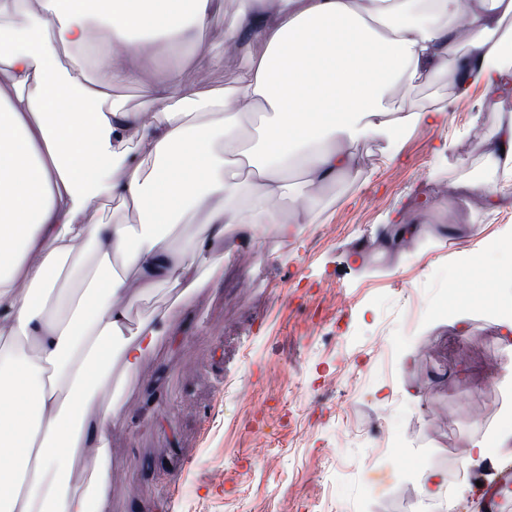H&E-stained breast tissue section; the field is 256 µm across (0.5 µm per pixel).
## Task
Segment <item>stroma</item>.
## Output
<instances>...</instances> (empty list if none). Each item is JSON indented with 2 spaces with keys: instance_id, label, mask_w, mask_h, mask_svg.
Here are the masks:
<instances>
[{
  "instance_id": "35a3bbf8",
  "label": "stroma",
  "mask_w": 512,
  "mask_h": 512,
  "mask_svg": "<svg viewBox=\"0 0 512 512\" xmlns=\"http://www.w3.org/2000/svg\"><path fill=\"white\" fill-rule=\"evenodd\" d=\"M241 7L223 0L184 49L181 85L233 84L243 56L225 52L224 30ZM417 95L451 122L358 143L341 179L278 202L289 223L310 211L296 237L266 225L202 287L134 302L132 322L164 311L183 332L159 337L138 371L112 364L101 398L122 414L107 433L108 512H480L461 486L454 501L414 503L426 473L466 464L473 439L512 423V346L483 288L512 263V179L484 156L497 115L483 89L457 98L440 71ZM478 180L500 209L469 193ZM400 220L420 235L387 242ZM476 226L497 251L478 250Z\"/></svg>"
}]
</instances>
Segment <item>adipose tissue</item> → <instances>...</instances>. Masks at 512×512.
Instances as JSON below:
<instances>
[{
  "label": "adipose tissue",
  "mask_w": 512,
  "mask_h": 512,
  "mask_svg": "<svg viewBox=\"0 0 512 512\" xmlns=\"http://www.w3.org/2000/svg\"><path fill=\"white\" fill-rule=\"evenodd\" d=\"M192 2L188 20L179 0H0V512H107L101 460L119 410L99 393L112 359L136 370L157 336L179 333L164 316L129 331L137 288L200 284L227 236L277 224V201L351 170L359 141L449 122L447 107L411 98L447 63L458 96L488 93L486 160L512 169V0H244L224 44L247 60L221 95L139 66L207 29L219 0ZM98 46L93 71L61 60ZM117 84L139 86L147 111L115 104ZM396 85L410 100L391 109ZM249 115L261 119L251 138ZM293 166L302 182L288 183ZM102 197L147 218L90 223ZM190 210L204 230L184 253L162 227ZM117 257L131 278L113 276ZM81 448L89 498L66 487Z\"/></svg>",
  "instance_id": "1"
}]
</instances>
